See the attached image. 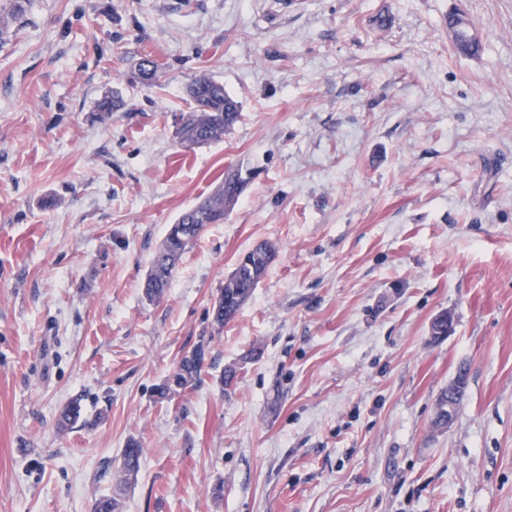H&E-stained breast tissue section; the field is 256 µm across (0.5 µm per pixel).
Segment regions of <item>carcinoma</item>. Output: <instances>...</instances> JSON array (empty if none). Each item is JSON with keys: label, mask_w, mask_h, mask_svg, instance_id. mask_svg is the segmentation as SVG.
Returning a JSON list of instances; mask_svg holds the SVG:
<instances>
[{"label": "carcinoma", "mask_w": 512, "mask_h": 512, "mask_svg": "<svg viewBox=\"0 0 512 512\" xmlns=\"http://www.w3.org/2000/svg\"><path fill=\"white\" fill-rule=\"evenodd\" d=\"M25 12V0H0V42L11 32L13 24ZM158 68L152 58H144L133 73V82L144 83L151 80ZM186 95L190 102L189 111L180 115L176 124L179 145L192 150L201 145L210 144L224 138L238 121L240 112L238 103L224 92V83L207 75H196L186 86ZM122 106V99L106 93L95 104L96 116L100 120L112 117V113ZM244 181L238 174L226 177L215 190L192 207L181 212L173 227L181 229L174 237L166 233L156 251L144 284V297L150 301L163 298L171 282L174 271L184 255L203 233L209 224L224 223V216L233 209L243 190ZM276 250L267 243H260L249 250L250 264L235 269L224 279L212 302L211 328L219 333L224 326L232 322L252 297L267 269L274 261ZM206 361L204 346L196 347L183 356L166 381L159 387V395L167 398L200 380ZM86 421L79 401L74 400L59 414L58 424L68 428L78 422ZM144 449L138 441L131 438L121 452V464L118 470L119 483L126 484L136 477Z\"/></svg>", "instance_id": "1"}]
</instances>
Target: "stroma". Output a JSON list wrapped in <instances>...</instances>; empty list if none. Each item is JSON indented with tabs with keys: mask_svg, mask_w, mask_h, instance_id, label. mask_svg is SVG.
Segmentation results:
<instances>
[{
	"mask_svg": "<svg viewBox=\"0 0 512 512\" xmlns=\"http://www.w3.org/2000/svg\"><path fill=\"white\" fill-rule=\"evenodd\" d=\"M459 12L476 53L443 24ZM144 56L154 82L129 83ZM201 73L241 115L186 152ZM108 91L128 106L102 122ZM231 169L237 204L147 301L168 225ZM261 242L275 260L212 332ZM201 342L200 381L159 398ZM75 399L87 421L60 429ZM115 494L121 512H512V0H30L0 43V512ZM276 250L267 243H260L249 250V259L239 258V265L242 267L234 270L224 279V286L219 289L212 302L211 328L213 332L220 333L224 325L232 322L243 308L246 302L252 297L267 269L274 261ZM468 384V373L466 370H461L448 384V425L455 419L460 406L465 398V392ZM144 448H140L138 441L131 438L127 441L121 452V464L118 470L119 483L126 484L136 477L139 472Z\"/></svg>",
	"mask_w": 512,
	"mask_h": 512,
	"instance_id": "35a3bbf8",
	"label": "stroma"
}]
</instances>
